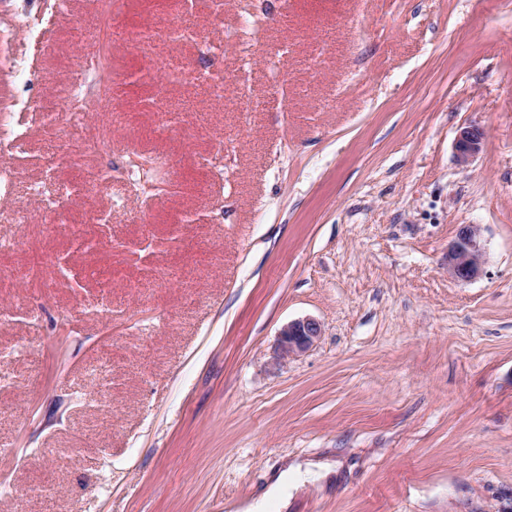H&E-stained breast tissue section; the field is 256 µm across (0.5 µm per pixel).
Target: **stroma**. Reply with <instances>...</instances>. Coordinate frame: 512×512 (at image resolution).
Masks as SVG:
<instances>
[{"label":"stroma","mask_w":512,"mask_h":512,"mask_svg":"<svg viewBox=\"0 0 512 512\" xmlns=\"http://www.w3.org/2000/svg\"><path fill=\"white\" fill-rule=\"evenodd\" d=\"M58 1L34 41L51 0H0V100L37 104L0 189V240L25 241L0 251V349L32 347L0 388V512H33V483L54 488L43 512H512V0H195L218 55L113 40L114 98L84 118L107 149L49 175L41 114L99 31L95 0ZM175 15L112 0L116 34ZM168 62L249 94L162 86ZM161 87L193 126L151 111ZM140 155L160 191L124 168L85 194ZM60 194L57 223L42 201ZM462 224L485 246L467 282L448 273ZM304 317L319 339L281 358ZM106 361L107 411L89 376ZM486 138V130L478 124H468L462 127L454 145L459 164L466 165L479 155L483 151Z\"/></svg>","instance_id":"stroma-1"}]
</instances>
